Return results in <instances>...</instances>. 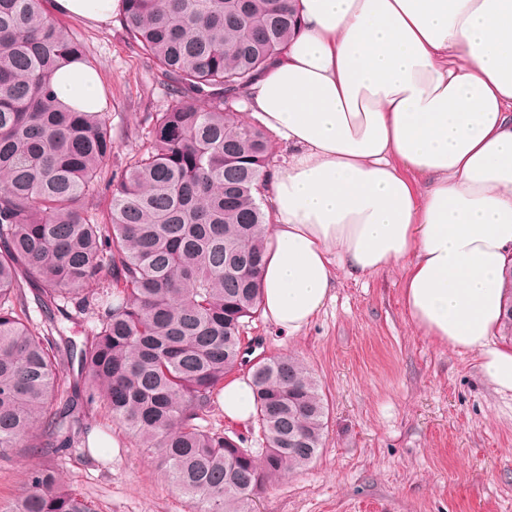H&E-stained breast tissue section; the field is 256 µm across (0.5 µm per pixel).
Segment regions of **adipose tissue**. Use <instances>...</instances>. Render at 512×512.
Returning <instances> with one entry per match:
<instances>
[{
  "instance_id": "adipose-tissue-1",
  "label": "adipose tissue",
  "mask_w": 512,
  "mask_h": 512,
  "mask_svg": "<svg viewBox=\"0 0 512 512\" xmlns=\"http://www.w3.org/2000/svg\"><path fill=\"white\" fill-rule=\"evenodd\" d=\"M288 3L299 27L242 100L288 148L262 181L264 317L296 335L337 273L400 265L412 324L512 394V346L493 341L512 293V0ZM53 90L92 111L100 78L73 62ZM220 406L249 422L250 376H226Z\"/></svg>"
}]
</instances>
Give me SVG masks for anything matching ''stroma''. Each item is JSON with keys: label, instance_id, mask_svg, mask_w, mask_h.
Segmentation results:
<instances>
[{"label": "stroma", "instance_id": "35a3bbf8", "mask_svg": "<svg viewBox=\"0 0 512 512\" xmlns=\"http://www.w3.org/2000/svg\"><path fill=\"white\" fill-rule=\"evenodd\" d=\"M62 22L101 77L115 143L109 169L120 172L148 116L172 98L121 17ZM402 275L398 267L360 279L338 274L322 311L294 336L263 316L249 319L242 343L253 357L298 355L328 404L317 460L269 486L255 512H512V395L486 382L477 353L439 345L410 324ZM89 422L119 450L83 440L58 462L99 512H193L105 410L91 411ZM42 460L27 447L0 458V505L22 493L28 468Z\"/></svg>", "mask_w": 512, "mask_h": 512}]
</instances>
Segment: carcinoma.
Here are the masks:
<instances>
[{
	"instance_id": "carcinoma-1",
	"label": "carcinoma",
	"mask_w": 512,
	"mask_h": 512,
	"mask_svg": "<svg viewBox=\"0 0 512 512\" xmlns=\"http://www.w3.org/2000/svg\"><path fill=\"white\" fill-rule=\"evenodd\" d=\"M129 41L173 97L126 168L110 176L105 220L88 217L114 149L108 104L79 112L53 94L82 40L46 7L0 0V456L49 455L89 433L104 405L196 512H254V498L317 457L327 407L296 355L252 365L263 447L198 420L243 361L259 308L270 159L255 125L225 106L295 31L283 0H123ZM50 332L27 325L30 303ZM92 311L82 344L58 318ZM5 512H97L57 466L27 472Z\"/></svg>"
}]
</instances>
